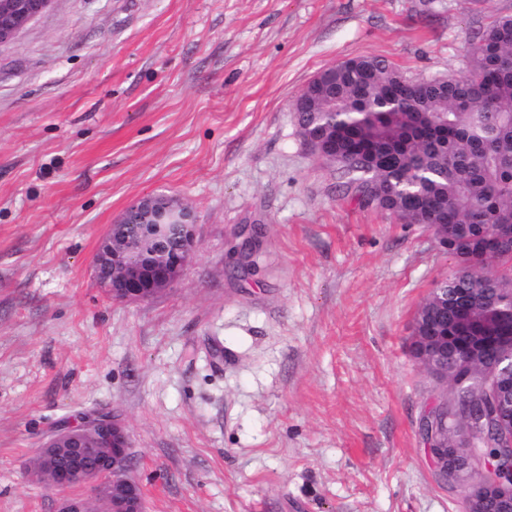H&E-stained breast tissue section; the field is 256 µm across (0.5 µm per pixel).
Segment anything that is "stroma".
I'll return each mask as SVG.
<instances>
[{"label": "stroma", "mask_w": 512, "mask_h": 512, "mask_svg": "<svg viewBox=\"0 0 512 512\" xmlns=\"http://www.w3.org/2000/svg\"><path fill=\"white\" fill-rule=\"evenodd\" d=\"M505 15L512 0H50L0 46V512H57L27 464L96 413L127 428L145 512H461L419 435L450 389L412 347L458 261L344 195L291 104L350 58L458 73ZM161 193L192 206L197 250L173 288L113 301L99 244Z\"/></svg>", "instance_id": "1"}]
</instances>
